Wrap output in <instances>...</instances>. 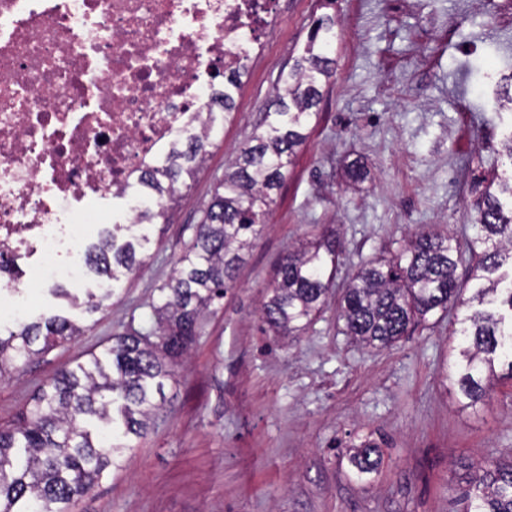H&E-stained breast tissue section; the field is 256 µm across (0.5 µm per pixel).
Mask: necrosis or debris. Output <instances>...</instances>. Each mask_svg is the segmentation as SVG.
<instances>
[{
  "label": "necrosis or debris",
  "instance_id": "4bbe7bcc",
  "mask_svg": "<svg viewBox=\"0 0 512 512\" xmlns=\"http://www.w3.org/2000/svg\"><path fill=\"white\" fill-rule=\"evenodd\" d=\"M273 0H0V315L14 289L90 288L85 200L142 177L224 109L218 72L260 47Z\"/></svg>",
  "mask_w": 512,
  "mask_h": 512
}]
</instances>
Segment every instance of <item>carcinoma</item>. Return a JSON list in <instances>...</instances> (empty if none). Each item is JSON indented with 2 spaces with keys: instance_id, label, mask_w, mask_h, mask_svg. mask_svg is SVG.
Masks as SVG:
<instances>
[{
  "instance_id": "carcinoma-1",
  "label": "carcinoma",
  "mask_w": 512,
  "mask_h": 512,
  "mask_svg": "<svg viewBox=\"0 0 512 512\" xmlns=\"http://www.w3.org/2000/svg\"><path fill=\"white\" fill-rule=\"evenodd\" d=\"M336 37L335 21L321 19L304 53L281 73L274 88V110L266 113L239 150L198 225L191 245L178 257L172 277L159 288L156 326L118 336L102 355L65 368L34 399L16 425L0 429V512H68L110 467H120L130 436H143L163 395L164 381L175 375L176 359L197 336L205 310L237 283L245 252L262 232V219L285 180L290 157L306 139L304 129L322 98V87L335 75L328 56ZM205 143L173 152L168 165L155 169V197L139 214L140 224L164 215V204L177 201L182 175L193 176L203 161ZM473 210L479 226L467 242L473 293L463 298L456 279L461 251L455 236L428 229L418 232L391 256L361 262L342 289L336 308L345 335L365 348H388L450 307H464L457 319V356L453 394L462 408L483 402L496 378V361L507 360L512 374V174L483 178ZM134 224H114L112 234L87 250L95 276L118 279L139 264L133 242L118 238ZM340 241L327 225L311 243H301L279 262L268 285L261 313L280 336H300L323 311L336 279ZM90 311L101 308L109 293L90 288L85 300L66 288L55 289ZM80 332L61 315L15 324L0 336V378L14 362L50 348ZM349 461L358 476L378 471L375 444L355 449ZM462 512H512V463L479 465L461 492Z\"/></svg>"
}]
</instances>
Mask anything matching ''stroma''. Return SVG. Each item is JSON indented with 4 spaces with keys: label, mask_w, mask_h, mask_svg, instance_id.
Segmentation results:
<instances>
[{
    "label": "stroma",
    "mask_w": 512,
    "mask_h": 512,
    "mask_svg": "<svg viewBox=\"0 0 512 512\" xmlns=\"http://www.w3.org/2000/svg\"><path fill=\"white\" fill-rule=\"evenodd\" d=\"M328 14L336 74L236 288L202 318L146 435L131 438L120 468L70 512H459L472 467L512 461L506 363L476 409L445 392L454 316L383 350L359 347L336 320L341 288L361 261L395 251L426 224L461 240L476 235L473 180L503 170L512 132V112L497 104L512 76V0H278L232 114L215 115L190 189L147 225L140 266L121 274L95 312L40 285L16 294L26 319L61 314L81 331L0 380V426L16 424L64 366L103 353L128 329L151 328V305L215 186L268 111L281 71ZM492 48L488 72L461 82L468 52ZM357 157L369 175L352 185L343 162ZM319 224L335 226L343 264L323 313L286 339L262 322L260 304L281 257ZM365 441L379 446L382 463L362 480L349 450Z\"/></svg>",
    "instance_id": "stroma-1"
}]
</instances>
